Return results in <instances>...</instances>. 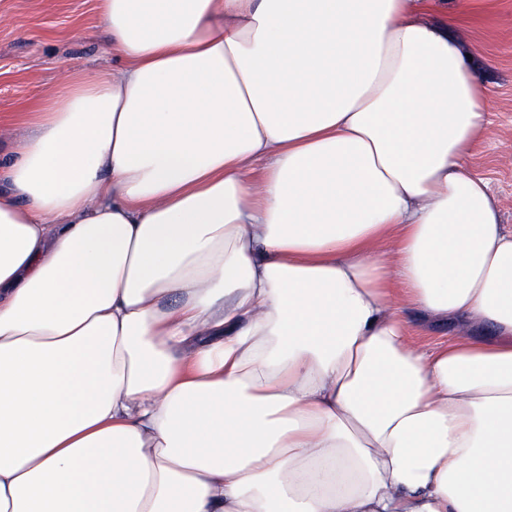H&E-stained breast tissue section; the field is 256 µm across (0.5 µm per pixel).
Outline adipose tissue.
<instances>
[{"mask_svg": "<svg viewBox=\"0 0 512 512\" xmlns=\"http://www.w3.org/2000/svg\"><path fill=\"white\" fill-rule=\"evenodd\" d=\"M435 6L97 0L121 67L0 127V512H512V226ZM415 321L422 325V330L417 336L419 342L426 348H432L441 342L449 339V331L447 324H435L431 322L422 321L419 318H415Z\"/></svg>", "mask_w": 512, "mask_h": 512, "instance_id": "adipose-tissue-1", "label": "adipose tissue"}]
</instances>
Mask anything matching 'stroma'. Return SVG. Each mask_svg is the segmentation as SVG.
<instances>
[{"mask_svg":"<svg viewBox=\"0 0 512 512\" xmlns=\"http://www.w3.org/2000/svg\"><path fill=\"white\" fill-rule=\"evenodd\" d=\"M467 11L471 66L486 90L488 125L468 159L488 180L512 225V0H439L434 21ZM96 0H0V123L26 134L23 108L62 85L68 72L115 66L103 53Z\"/></svg>","mask_w":512,"mask_h":512,"instance_id":"stroma-1","label":"stroma"}]
</instances>
